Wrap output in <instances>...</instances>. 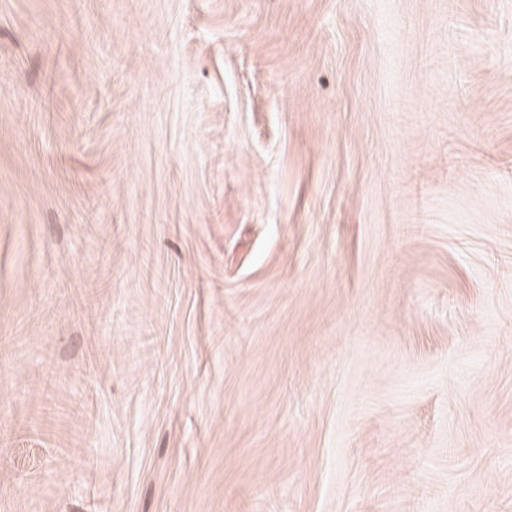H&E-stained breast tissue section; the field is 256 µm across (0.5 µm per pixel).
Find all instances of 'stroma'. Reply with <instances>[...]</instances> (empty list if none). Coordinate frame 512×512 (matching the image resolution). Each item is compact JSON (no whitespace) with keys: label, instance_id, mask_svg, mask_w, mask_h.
<instances>
[{"label":"stroma","instance_id":"obj_1","mask_svg":"<svg viewBox=\"0 0 512 512\" xmlns=\"http://www.w3.org/2000/svg\"><path fill=\"white\" fill-rule=\"evenodd\" d=\"M0 512H512V0H0Z\"/></svg>","mask_w":512,"mask_h":512}]
</instances>
